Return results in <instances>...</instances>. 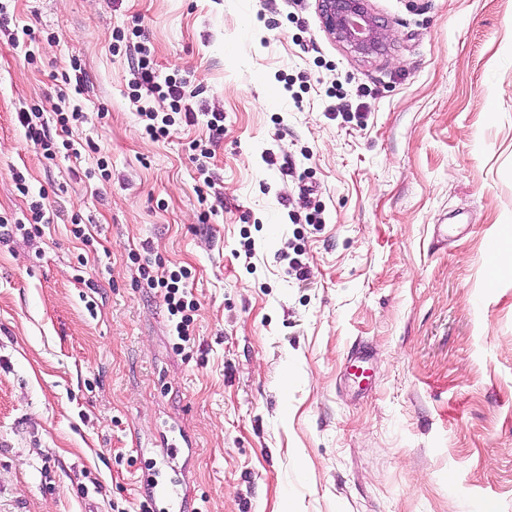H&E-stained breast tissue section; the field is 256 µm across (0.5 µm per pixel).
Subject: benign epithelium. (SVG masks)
Returning <instances> with one entry per match:
<instances>
[{
  "label": "benign epithelium",
  "instance_id": "1",
  "mask_svg": "<svg viewBox=\"0 0 512 512\" xmlns=\"http://www.w3.org/2000/svg\"><path fill=\"white\" fill-rule=\"evenodd\" d=\"M326 31L350 52L364 58L378 54L385 45V29L363 0H317Z\"/></svg>",
  "mask_w": 512,
  "mask_h": 512
}]
</instances>
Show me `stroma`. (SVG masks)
<instances>
[{
    "instance_id": "stroma-1",
    "label": "stroma",
    "mask_w": 512,
    "mask_h": 512,
    "mask_svg": "<svg viewBox=\"0 0 512 512\" xmlns=\"http://www.w3.org/2000/svg\"><path fill=\"white\" fill-rule=\"evenodd\" d=\"M0 5V512H138L173 443L198 512H512V271L487 252L512 239V0H369L370 59L317 0ZM136 30L196 92L156 140ZM75 65L76 153L50 162L17 114L53 118ZM172 270L187 356L146 281ZM137 113L145 133L153 139L166 136L169 132L168 127L172 126L175 122L174 118L168 113L160 115L162 112H158L148 100L138 105Z\"/></svg>"
}]
</instances>
